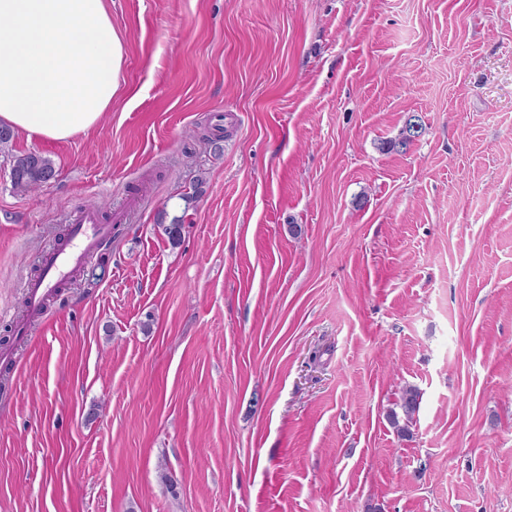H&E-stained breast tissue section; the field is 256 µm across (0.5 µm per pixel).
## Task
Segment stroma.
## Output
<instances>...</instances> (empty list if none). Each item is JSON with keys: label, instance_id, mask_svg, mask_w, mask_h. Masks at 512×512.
I'll return each mask as SVG.
<instances>
[{"label": "stroma", "instance_id": "obj_1", "mask_svg": "<svg viewBox=\"0 0 512 512\" xmlns=\"http://www.w3.org/2000/svg\"><path fill=\"white\" fill-rule=\"evenodd\" d=\"M105 5L99 125L0 148V512H512V0ZM88 208L125 230L33 319ZM53 160L38 152H29L15 160L10 167V182L14 190L31 191L55 179ZM419 403V391L415 387L408 386L402 390L395 403V407L391 408L387 413V419L390 425L396 429L397 433L402 437L410 435V425L414 422ZM397 409L399 411H397Z\"/></svg>", "mask_w": 512, "mask_h": 512}]
</instances>
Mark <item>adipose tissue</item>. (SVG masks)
Here are the masks:
<instances>
[{"mask_svg":"<svg viewBox=\"0 0 512 512\" xmlns=\"http://www.w3.org/2000/svg\"><path fill=\"white\" fill-rule=\"evenodd\" d=\"M123 59L103 0H0V125L54 141L87 133Z\"/></svg>","mask_w":512,"mask_h":512,"instance_id":"1","label":"adipose tissue"}]
</instances>
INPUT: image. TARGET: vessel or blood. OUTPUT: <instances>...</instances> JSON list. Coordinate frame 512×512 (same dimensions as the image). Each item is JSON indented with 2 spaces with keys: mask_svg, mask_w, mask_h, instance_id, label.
Here are the masks:
<instances>
[{
  "mask_svg": "<svg viewBox=\"0 0 512 512\" xmlns=\"http://www.w3.org/2000/svg\"><path fill=\"white\" fill-rule=\"evenodd\" d=\"M111 241L112 227L100 220L96 210L79 212L64 245L43 256L39 275L27 286L33 314L42 315L47 300L58 288L76 278L87 261Z\"/></svg>",
  "mask_w": 512,
  "mask_h": 512,
  "instance_id": "1",
  "label": "vessel or blood"
}]
</instances>
